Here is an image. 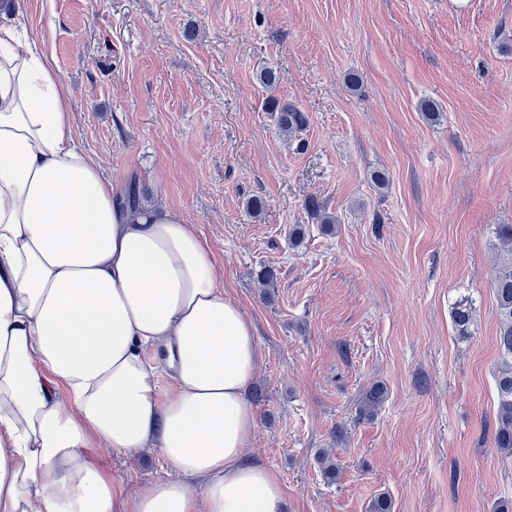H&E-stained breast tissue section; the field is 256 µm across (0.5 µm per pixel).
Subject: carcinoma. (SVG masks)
Listing matches in <instances>:
<instances>
[{
	"label": "carcinoma",
	"instance_id": "carcinoma-1",
	"mask_svg": "<svg viewBox=\"0 0 512 512\" xmlns=\"http://www.w3.org/2000/svg\"><path fill=\"white\" fill-rule=\"evenodd\" d=\"M267 110L274 114L280 131L293 138L308 124L305 112L292 104H281L277 99L267 101ZM495 234L500 244L499 262L493 280L494 296L498 311L499 349L502 354L495 382L497 390V423L494 448L512 455V225L498 224ZM473 303L467 298L457 301L452 309V323L457 332L466 336L473 324ZM387 399V388L379 383L363 394L359 412L365 417L377 414Z\"/></svg>",
	"mask_w": 512,
	"mask_h": 512
}]
</instances>
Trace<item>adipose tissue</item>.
Wrapping results in <instances>:
<instances>
[{"mask_svg": "<svg viewBox=\"0 0 512 512\" xmlns=\"http://www.w3.org/2000/svg\"><path fill=\"white\" fill-rule=\"evenodd\" d=\"M261 365L199 233L126 205L47 55L0 20V512H280L278 476L244 456ZM148 447L179 476L131 497L90 454Z\"/></svg>", "mask_w": 512, "mask_h": 512, "instance_id": "adipose-tissue-1", "label": "adipose tissue"}]
</instances>
